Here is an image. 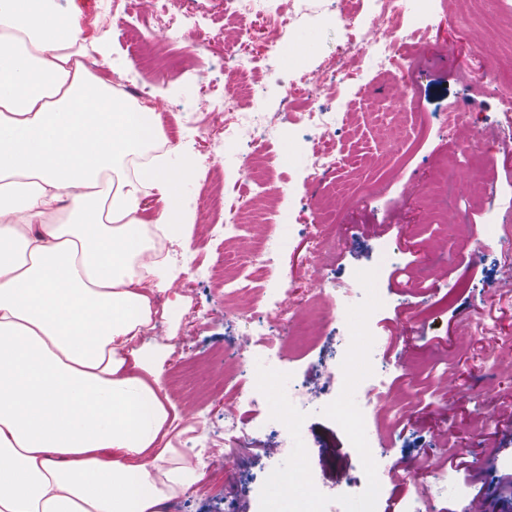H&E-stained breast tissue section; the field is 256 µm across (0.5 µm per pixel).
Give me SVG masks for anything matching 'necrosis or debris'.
Masks as SVG:
<instances>
[{
    "instance_id": "obj_1",
    "label": "necrosis or debris",
    "mask_w": 512,
    "mask_h": 512,
    "mask_svg": "<svg viewBox=\"0 0 512 512\" xmlns=\"http://www.w3.org/2000/svg\"><path fill=\"white\" fill-rule=\"evenodd\" d=\"M368 15H360L353 0H327V9L349 33L350 40L336 62L318 70L304 71L287 92L288 99L304 102V116L309 135L318 148L308 166L311 182L320 181L333 171L337 164L334 148L336 117L324 110L321 98L343 79L357 77L364 61H371L378 72L393 84L409 86L408 57L420 49L415 39L417 30L403 26L405 16L416 21H426L432 13L433 0H371ZM145 13L144 27L148 32H161L166 44L180 55H188L190 32L175 14L169 12L160 0H140ZM226 7L236 20L235 26L223 30L220 45L224 51V78L216 80L208 74H198L194 80L197 111L206 116L200 125V139L212 159H222L226 149H234L240 160L239 181L247 188L250 202L224 209V237L228 243L226 254L234 264L250 269L256 282L271 279L275 270L278 251L277 241L270 236L262 240H248L240 235L241 225L258 223V204L282 196V187L258 167V131H272L292 124L298 114L293 110L274 112L261 117L253 112L238 109V99L246 94L240 79L251 71L258 58L277 57L283 48V36L293 18L282 12L278 0H227ZM261 36L264 43L262 55H254L249 43L254 36ZM310 289L295 301H282L276 309L265 310L259 304L255 289L243 288L227 298L229 314L245 326V333L233 337L231 345L224 348V434L234 437L244 432L251 421V412L265 402L256 388V365L285 371L288 357L278 353L263 360L247 356L254 324L278 326L282 341L303 344L315 339L308 320L313 314L317 294L329 284L320 270H312ZM373 373L365 378L362 392L355 400L364 417L378 418L396 409L394 392L387 382L389 362L386 357L373 355ZM343 373L340 364L321 366L317 375L306 379L291 378L286 386L290 401L298 409L341 391Z\"/></svg>"
}]
</instances>
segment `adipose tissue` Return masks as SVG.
<instances>
[{"instance_id":"1","label":"adipose tissue","mask_w":512,"mask_h":512,"mask_svg":"<svg viewBox=\"0 0 512 512\" xmlns=\"http://www.w3.org/2000/svg\"><path fill=\"white\" fill-rule=\"evenodd\" d=\"M97 19L0 0V512H167L198 476L169 434L148 224L182 176L129 169L164 133L83 63ZM163 202L141 215L146 190Z\"/></svg>"}]
</instances>
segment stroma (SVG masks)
I'll return each instance as SVG.
<instances>
[{
	"label": "stroma",
	"instance_id": "35a3bbf8",
	"mask_svg": "<svg viewBox=\"0 0 512 512\" xmlns=\"http://www.w3.org/2000/svg\"><path fill=\"white\" fill-rule=\"evenodd\" d=\"M437 12L426 34L423 52L411 59L410 73L418 101L414 111L392 112L391 90L386 77L376 71L361 79L345 80L324 97L328 108L346 115L347 123L336 132L340 161L319 185L307 181L306 160L313 145L295 126L281 130L272 140L265 158L277 185L285 195L274 207L271 231L282 249L273 291L267 308H275L278 289L302 290L308 279L312 247L300 228L310 221L332 225L342 244L328 250L324 267L341 287L352 286L359 269H377V292L383 305L369 318L376 342L386 347L390 359L389 382L412 406L407 419L384 434L386 444H401L399 461L406 471L402 486L384 481L377 512H384L392 492L403 500L424 498L428 512L450 507L454 512L473 499L488 504L490 512H512V498L502 497L499 480L512 475V375L494 369V358H512V288L499 285L496 268L512 263V149L502 141L512 130V81L500 73L512 69V20L502 12L501 0H479V13H472L468 0H436ZM171 11L190 10L189 25L195 52L188 67L172 65L151 68L147 52H163L160 43L144 45L139 34L144 21L137 0L114 19L104 34L103 51L114 73L130 93L190 109L195 100L192 80L197 70L220 75L224 59L215 36L225 23V0H168ZM298 31L312 33L314 41L301 55H283L273 70H261L257 93L243 100L244 111L276 112L299 72L326 64L343 42L339 26L324 11H316L297 24ZM480 37L491 55L500 59L498 72L479 77L469 62L473 37ZM460 118L476 116L480 138L492 152L467 158L458 156L454 140L443 127L445 113ZM408 130L405 143L395 144L394 127ZM170 151L163 162L170 170H190L181 191V205L195 213L199 196L222 188L231 193L238 178L239 161L231 155L214 163L198 138L197 128L175 124L168 129ZM457 159L459 171L468 175L466 189L450 185L435 195L406 197L403 184L410 179L429 183L448 159ZM496 182L497 199L482 197L472 170ZM476 218L492 210V230H462L444 239L430 217L431 212L457 215L460 205ZM224 246V219L216 217L212 232L195 224L189 242L169 240L168 255L175 276L193 281L196 292L190 301L203 320L191 325L186 313L174 311L160 322V335L169 337L164 378L172 401L184 414L210 415L216 428H223L224 393L220 389H195L178 381V368L210 366L223 351L226 337L239 325L224 315V293L250 284L249 270L239 268L230 276L211 275L210 268ZM402 263L422 274L420 259L429 255L444 262L449 281L466 279L468 286L454 302L442 304V292L405 288L391 280V251ZM323 334L288 363L297 376L308 375L312 362L338 353L335 336L348 335L346 322L321 326ZM411 352L434 359L431 374L412 384L399 359ZM254 421L247 436L221 445L213 467L202 470L193 494L172 502L169 512H259L261 478L275 468L266 449L268 437ZM314 484L344 494L364 491L367 479L358 452L342 428L319 410L309 412L302 425ZM505 459V466L492 468L485 451ZM474 461L472 474L451 469L449 452ZM246 461L256 483L237 470H225V462ZM251 475V476H252Z\"/></svg>",
	"mask_w": 512,
	"mask_h": 512
}]
</instances>
